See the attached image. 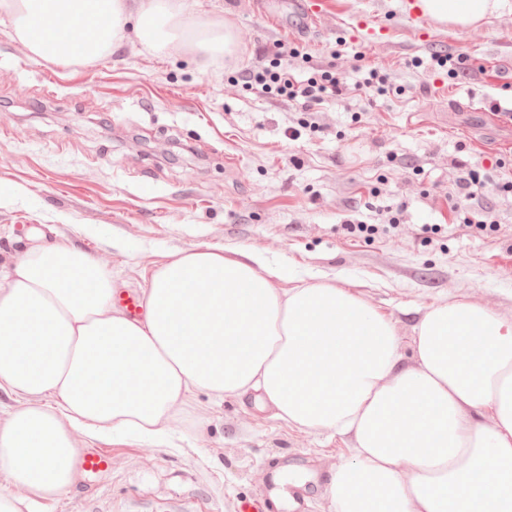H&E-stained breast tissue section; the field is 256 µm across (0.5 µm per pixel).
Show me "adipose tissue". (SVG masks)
<instances>
[{
    "label": "adipose tissue",
    "instance_id": "1",
    "mask_svg": "<svg viewBox=\"0 0 512 512\" xmlns=\"http://www.w3.org/2000/svg\"><path fill=\"white\" fill-rule=\"evenodd\" d=\"M505 0H421L450 27ZM31 58L93 63L129 35L157 55L212 63L238 32L192 0H0ZM43 32L35 34L31 19ZM257 252L191 249L157 269L143 318L122 315L112 275L65 244L0 268V512H29L74 479L82 435L161 442L190 390L256 395L278 419L347 437L326 486L331 512H512V322L476 303L420 308L404 359L391 320L328 282L276 287Z\"/></svg>",
    "mask_w": 512,
    "mask_h": 512
}]
</instances>
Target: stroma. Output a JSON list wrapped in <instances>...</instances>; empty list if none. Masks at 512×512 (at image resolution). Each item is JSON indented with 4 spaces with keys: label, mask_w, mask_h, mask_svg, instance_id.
<instances>
[{
    "label": "stroma",
    "mask_w": 512,
    "mask_h": 512,
    "mask_svg": "<svg viewBox=\"0 0 512 512\" xmlns=\"http://www.w3.org/2000/svg\"><path fill=\"white\" fill-rule=\"evenodd\" d=\"M318 2L304 25L291 0H198L200 14L243 34L216 64L159 59L131 37L102 61L58 66L30 58L0 24V266L23 258L38 230L139 294L182 251L251 249L366 299L393 321L407 359L419 306L466 300L512 321V195L496 186L512 171V8L458 30L406 18L404 0ZM365 15L385 39L355 36ZM287 41L302 51L297 77L334 61L344 72L318 130L294 141L287 129L303 111L236 81ZM438 44L467 70L438 67ZM371 68L396 92L356 89ZM466 167L483 187L450 207ZM462 209L489 212L497 231L461 230ZM361 223L377 233L347 232ZM80 445L111 449L110 473L35 512H236L259 499L265 472L324 475L350 455L345 438L290 426L253 397L200 391L165 445L123 435Z\"/></svg>",
    "instance_id": "obj_1"
}]
</instances>
